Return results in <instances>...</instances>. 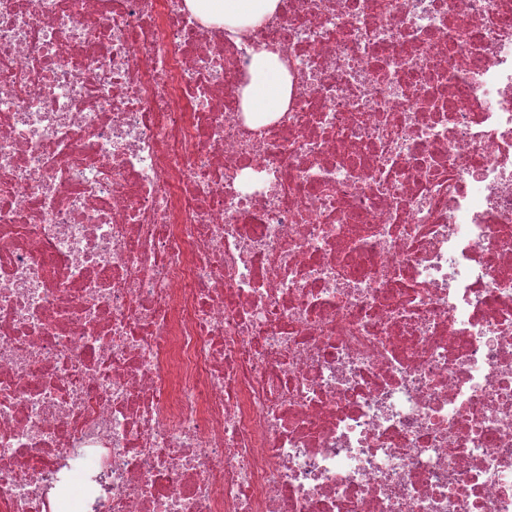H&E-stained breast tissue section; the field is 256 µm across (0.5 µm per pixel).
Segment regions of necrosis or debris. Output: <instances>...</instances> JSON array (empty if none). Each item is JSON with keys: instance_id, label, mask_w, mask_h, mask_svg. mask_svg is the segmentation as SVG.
Instances as JSON below:
<instances>
[{"instance_id": "necrosis-or-debris-1", "label": "necrosis or debris", "mask_w": 512, "mask_h": 512, "mask_svg": "<svg viewBox=\"0 0 512 512\" xmlns=\"http://www.w3.org/2000/svg\"><path fill=\"white\" fill-rule=\"evenodd\" d=\"M0 512H512V0H0ZM186 3L204 23L244 30L273 16L279 0H186ZM288 73L279 54L262 47L254 54L251 80L242 92L243 112L258 113L269 119L288 105Z\"/></svg>"}]
</instances>
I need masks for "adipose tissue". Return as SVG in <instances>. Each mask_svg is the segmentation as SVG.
<instances>
[{"instance_id": "obj_1", "label": "adipose tissue", "mask_w": 512, "mask_h": 512, "mask_svg": "<svg viewBox=\"0 0 512 512\" xmlns=\"http://www.w3.org/2000/svg\"><path fill=\"white\" fill-rule=\"evenodd\" d=\"M204 23L243 30L273 16L279 0H186ZM288 73L277 52L264 48L255 53L251 80L242 92L244 112L272 118L288 105Z\"/></svg>"}]
</instances>
